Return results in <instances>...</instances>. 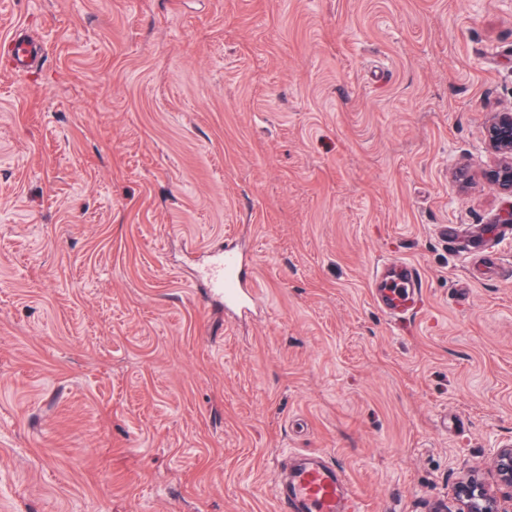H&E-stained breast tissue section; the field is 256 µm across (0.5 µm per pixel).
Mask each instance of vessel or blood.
<instances>
[{"label": "vessel or blood", "instance_id": "1", "mask_svg": "<svg viewBox=\"0 0 512 512\" xmlns=\"http://www.w3.org/2000/svg\"><path fill=\"white\" fill-rule=\"evenodd\" d=\"M13 72H23L42 53L41 48L16 38L0 41ZM212 291L223 297L227 308L246 312L255 306L258 287L253 282L247 256L237 247L226 246L215 254L209 271ZM381 308L394 316H411L419 311L424 280L418 266L403 263L376 270L372 277ZM280 512H363L358 496L348 487L345 472L337 465L313 457L294 468L288 491L279 498Z\"/></svg>", "mask_w": 512, "mask_h": 512}]
</instances>
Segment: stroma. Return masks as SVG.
Wrapping results in <instances>:
<instances>
[{
    "instance_id": "obj_1",
    "label": "stroma",
    "mask_w": 512,
    "mask_h": 512,
    "mask_svg": "<svg viewBox=\"0 0 512 512\" xmlns=\"http://www.w3.org/2000/svg\"><path fill=\"white\" fill-rule=\"evenodd\" d=\"M0 512L453 508L512 445V0H0ZM261 297L224 311L209 248ZM419 266V315L373 268ZM1 46L3 55L15 73H22L42 53L38 45L16 38L2 39ZM489 148L498 156L488 170V179L501 189L512 193V109L494 112L485 130ZM281 512H363L338 465L311 457L288 477V492L279 494Z\"/></svg>"
}]
</instances>
